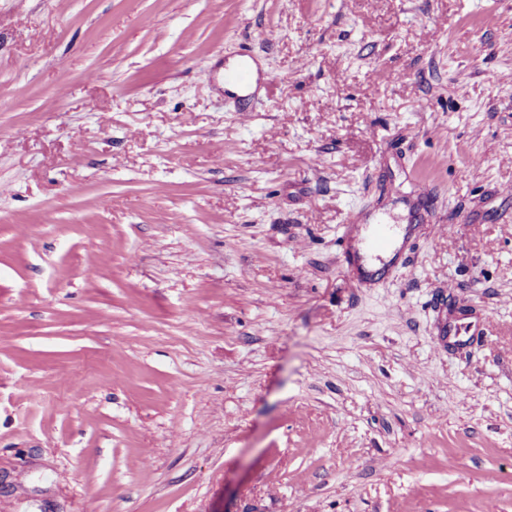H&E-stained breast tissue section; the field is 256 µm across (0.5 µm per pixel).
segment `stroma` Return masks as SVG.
<instances>
[{
    "label": "stroma",
    "mask_w": 512,
    "mask_h": 512,
    "mask_svg": "<svg viewBox=\"0 0 512 512\" xmlns=\"http://www.w3.org/2000/svg\"><path fill=\"white\" fill-rule=\"evenodd\" d=\"M0 512H512V0H0ZM276 80L277 75L271 71L255 73L250 66L244 65L238 69L224 72V85L226 86L224 91L236 99L234 101L235 112H240L239 115L244 116L247 112H253V101L258 88L261 85L273 86ZM254 84L256 88L251 92ZM229 88L235 92H231ZM238 93H242V95ZM351 233L358 234L362 237L364 247L363 256L369 264L373 260L383 262L378 252L382 249L392 248L397 241V224H364L360 213L351 212L346 220Z\"/></svg>",
    "instance_id": "obj_1"
}]
</instances>
